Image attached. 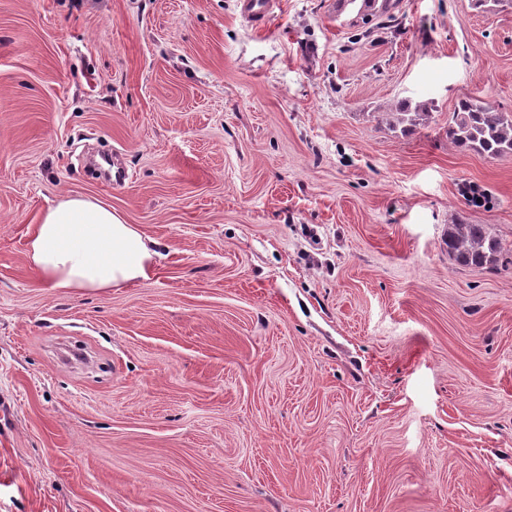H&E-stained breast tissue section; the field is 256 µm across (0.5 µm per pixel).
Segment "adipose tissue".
<instances>
[{
	"label": "adipose tissue",
	"mask_w": 512,
	"mask_h": 512,
	"mask_svg": "<svg viewBox=\"0 0 512 512\" xmlns=\"http://www.w3.org/2000/svg\"><path fill=\"white\" fill-rule=\"evenodd\" d=\"M149 239L106 202L61 196L32 225L24 257L40 284L54 291L123 288L147 278Z\"/></svg>",
	"instance_id": "obj_1"
}]
</instances>
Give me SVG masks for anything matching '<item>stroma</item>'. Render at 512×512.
<instances>
[{
	"mask_svg": "<svg viewBox=\"0 0 512 512\" xmlns=\"http://www.w3.org/2000/svg\"><path fill=\"white\" fill-rule=\"evenodd\" d=\"M331 2L0 0V512H512V154L448 138L462 98L512 114V6ZM65 194L147 279L38 282ZM457 217L503 265L449 259ZM274 3V0H241V14L249 22L258 24L271 13ZM431 107L429 102L404 100L398 103L395 112H391L393 126L401 127L402 132L413 131L418 125H421L430 114Z\"/></svg>",
	"mask_w": 512,
	"mask_h": 512,
	"instance_id": "obj_1",
	"label": "stroma"
}]
</instances>
